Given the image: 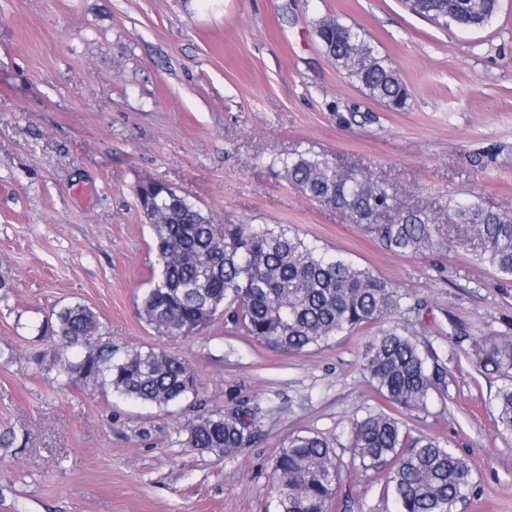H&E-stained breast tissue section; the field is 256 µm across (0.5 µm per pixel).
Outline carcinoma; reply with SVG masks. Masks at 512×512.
<instances>
[{
	"label": "carcinoma",
	"instance_id": "cac0c4a2",
	"mask_svg": "<svg viewBox=\"0 0 512 512\" xmlns=\"http://www.w3.org/2000/svg\"><path fill=\"white\" fill-rule=\"evenodd\" d=\"M415 13L448 25L480 28L497 14L499 0H408ZM316 36L326 56L372 99L393 110L407 106L398 71L361 34L324 19ZM288 181L310 199L373 224L381 244L394 253H423L435 246V219L405 210L394 188L354 169L305 153L279 159ZM137 197L150 215L159 272L142 298V316L158 331L188 336L218 314L258 344L278 353H298L360 328L373 332L364 345L362 370L389 409L353 421L354 467L384 472L386 490L399 512H456L472 489L465 458L434 435L409 440L401 415L423 409L435 392L448 391V367L432 350L392 321L396 292L370 270L329 256L282 229L253 224H217L211 213L160 183L141 185ZM448 223L471 228L481 246L478 259L512 277V215L469 199L448 198ZM38 338H58L33 356L40 366L68 380L83 377L123 398L173 405L198 395L196 378L179 355L149 349L122 355L102 340L99 321L82 303L49 314ZM472 356L483 374L503 381L494 394L496 432L512 438V336H475ZM267 410L255 404L212 410L185 427L186 447L231 456L256 443ZM341 480L333 449L317 435L288 439L274 464L277 512H328Z\"/></svg>",
	"mask_w": 512,
	"mask_h": 512
}]
</instances>
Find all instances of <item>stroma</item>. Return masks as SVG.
I'll list each match as a JSON object with an SVG mask.
<instances>
[{"mask_svg":"<svg viewBox=\"0 0 512 512\" xmlns=\"http://www.w3.org/2000/svg\"><path fill=\"white\" fill-rule=\"evenodd\" d=\"M365 36L410 92L395 111L325 56L318 21ZM299 151L393 185L436 217L424 254L385 249L373 228L309 200L280 157ZM161 182L216 223L298 234L397 292L394 319L450 371L447 393L407 417L465 458L456 512H512V438L497 435L482 375L453 323L512 336V279L476 256L449 197L512 215V0L480 29L440 26L405 0H0V512H276L275 458L314 433L342 479L328 512H397L383 475L354 468L353 419L381 408L361 372L363 328L296 354L224 318L172 337L141 315L156 267L135 190ZM80 302L116 348L164 349L193 370L208 408L261 402L264 434L231 456L185 448L191 401L161 409L58 384L35 365L36 327Z\"/></svg>","mask_w":512,"mask_h":512,"instance_id":"1","label":"stroma"}]
</instances>
